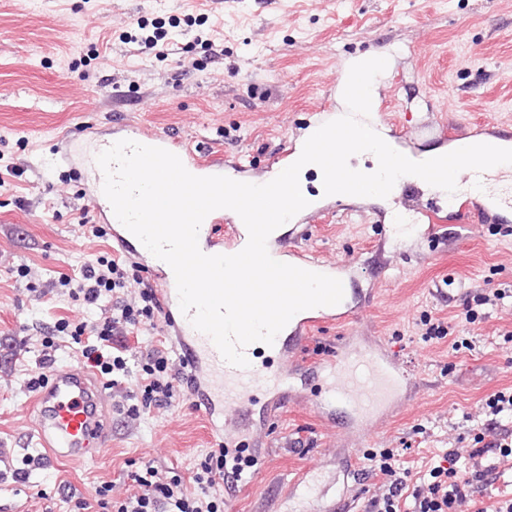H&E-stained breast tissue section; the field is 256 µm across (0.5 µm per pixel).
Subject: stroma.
Wrapping results in <instances>:
<instances>
[{
	"instance_id": "1",
	"label": "stroma",
	"mask_w": 512,
	"mask_h": 512,
	"mask_svg": "<svg viewBox=\"0 0 512 512\" xmlns=\"http://www.w3.org/2000/svg\"><path fill=\"white\" fill-rule=\"evenodd\" d=\"M143 28L165 33L167 55L135 42ZM381 47L395 54L379 81L386 119L422 99L432 111L416 121L512 131V0H0V444L15 451L0 464V512H65L63 485L87 497L105 482L119 501L146 466L186 478L218 448L186 387L132 416L128 381L109 391L111 447L83 464L25 467L39 453L28 384L42 371V338L57 320L88 318L58 280L112 250L91 235L98 217L85 182L56 145L85 125L106 130L120 112L255 173L322 104L339 109L331 85ZM330 208L304 244L357 269L355 288L372 293L367 317L311 328L298 356L305 397L266 422L264 470L236 488L229 512H301L282 483L306 467L320 489L347 485L350 512H368L380 484L367 472L370 455L393 451L415 479L446 449L469 456L484 398L512 389V297L465 320L475 291L512 290V220L468 225L457 241L442 224L400 245L381 233L388 202L339 198ZM426 314L447 322L451 337L425 339ZM343 336L382 340L417 383L412 400L362 438L318 418L308 401L323 388L329 344ZM347 447L361 451L348 477ZM22 468L28 475L16 480Z\"/></svg>"
}]
</instances>
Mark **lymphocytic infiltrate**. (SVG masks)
Returning a JSON list of instances; mask_svg holds the SVG:
<instances>
[{
    "label": "lymphocytic infiltrate",
    "mask_w": 512,
    "mask_h": 512,
    "mask_svg": "<svg viewBox=\"0 0 512 512\" xmlns=\"http://www.w3.org/2000/svg\"><path fill=\"white\" fill-rule=\"evenodd\" d=\"M127 266L123 258L106 256L85 264L77 287L70 292L71 297L91 309L98 307L102 298H111L112 313L77 325L62 319L55 326L56 333L82 346L93 368L116 379L128 375L127 345L119 338V329L154 324L160 314L152 289L143 290L139 304L131 305L123 300L122 293L129 278ZM183 379L168 349L162 345L152 347L142 357L135 378L137 402L130 406V413L169 404L176 383ZM482 409L475 444L484 453L495 449L501 457L512 456V437L505 432L507 423L512 421V391L489 394ZM459 460L458 451L446 452L439 465L430 469L427 478L411 487L407 484L408 469L401 467L394 454L380 452L371 471L382 477L383 482L380 493L369 502V512H402L401 499L407 488L412 491L413 512H460L475 489L489 481L493 469L489 466L462 468ZM223 480L224 456L211 453L186 481L175 477L162 479L155 468L149 466L144 476L138 477L137 490L121 502L111 503L110 487L105 483L95 488L92 498H75L68 494L63 501L69 504L70 512H90L94 506L101 512H224V498L216 492Z\"/></svg>",
    "instance_id": "lymphocytic-infiltrate-1"
}]
</instances>
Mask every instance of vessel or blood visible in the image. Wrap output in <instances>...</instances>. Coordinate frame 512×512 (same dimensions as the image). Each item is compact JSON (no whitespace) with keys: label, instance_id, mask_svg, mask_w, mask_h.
<instances>
[{"label":"vessel or blood","instance_id":"b4317fda","mask_svg":"<svg viewBox=\"0 0 512 512\" xmlns=\"http://www.w3.org/2000/svg\"><path fill=\"white\" fill-rule=\"evenodd\" d=\"M417 135L436 134L447 138L449 150L475 144L476 141L494 146L507 144L512 148V136L485 127L447 125L437 121L416 124ZM130 139L138 143L164 148L176 154L185 168L196 176H213L216 165L203 162L196 147L176 141L167 132L149 127L115 121L111 133L88 131L82 140L66 143V158H77L87 173L90 198L99 220L105 225L112 249L134 263L147 268L151 285L163 313L166 335L185 366L189 394L200 411L208 418L211 430L224 446V472L229 483L240 478L236 470L234 450L240 444L239 433L233 432L231 420L251 421L254 408L272 410L284 406L293 397L304 373L295 362V352L304 343L312 326L322 322L351 323L362 318L366 308L360 295L345 289L342 301L334 306H321L297 313L277 335L268 351L278 361L277 366L260 364L258 344L243 350L249 365L241 368L227 363L212 340L195 330L181 312L175 277L170 266L154 257L140 241L116 218L103 193L104 175L96 164L97 155L115 140ZM302 141L288 142L274 161L267 176L275 178L279 171L293 164L300 156ZM419 180L404 181L393 193L394 205L389 211L393 228H400L403 216L413 211ZM512 209V199L491 192L481 197L448 198V212L422 211L418 224L412 225L416 235L434 232L438 223L449 226V236H457L464 225L486 222L502 217ZM248 239L241 218L228 209H218L206 216L199 231L202 252L231 255L241 251ZM269 254L276 260L348 281L347 268L311 258L309 252L287 243L282 236H269ZM325 380L322 394L313 406L327 420H334L337 411H345L349 423L369 427L379 416L396 413L415 387L413 378L401 367L384 344L366 343L347 337L335 353L328 356L320 369ZM38 405L34 435L49 459L85 462L107 447L112 430V403L104 382L92 370L63 366L52 370L46 384L36 396ZM286 498L313 503L315 495L308 471H301L288 483Z\"/></svg>","mask_w":512,"mask_h":512}]
</instances>
